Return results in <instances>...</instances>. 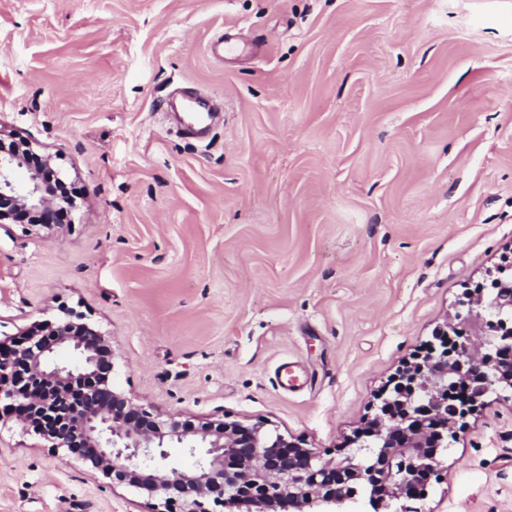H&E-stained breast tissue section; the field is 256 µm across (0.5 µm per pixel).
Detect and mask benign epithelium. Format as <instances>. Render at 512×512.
Masks as SVG:
<instances>
[{"label": "benign epithelium", "mask_w": 512, "mask_h": 512, "mask_svg": "<svg viewBox=\"0 0 512 512\" xmlns=\"http://www.w3.org/2000/svg\"><path fill=\"white\" fill-rule=\"evenodd\" d=\"M26 140L0 127V224L25 223L52 233L77 208L61 193L64 181L53 156L33 162ZM490 287L468 292L466 313L492 334L443 345L445 323L430 352L404 366L381 395L377 413L352 440L354 452L325 461L312 448L261 423L205 421L193 426L165 417L110 386L109 337L86 315L62 316L28 331L10 347L0 345V401L23 427L37 418L54 428L52 447L88 468L148 496L164 498L165 512H348L359 489L376 509L413 500L438 471L448 440L490 394H512V260L489 272ZM71 353L62 365L55 356ZM170 448L201 454L191 466L168 462Z\"/></svg>", "instance_id": "benign-epithelium-1"}]
</instances>
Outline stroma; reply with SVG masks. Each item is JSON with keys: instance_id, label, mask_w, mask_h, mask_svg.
Instances as JSON below:
<instances>
[{"instance_id": "obj_1", "label": "stroma", "mask_w": 512, "mask_h": 512, "mask_svg": "<svg viewBox=\"0 0 512 512\" xmlns=\"http://www.w3.org/2000/svg\"><path fill=\"white\" fill-rule=\"evenodd\" d=\"M0 126L82 202L0 224V341L73 308L136 403L327 459L512 252V0H0ZM162 503L0 421V512ZM413 506L512 512V400Z\"/></svg>"}]
</instances>
